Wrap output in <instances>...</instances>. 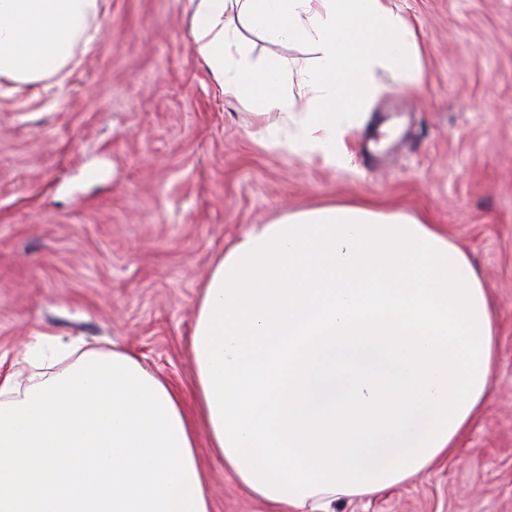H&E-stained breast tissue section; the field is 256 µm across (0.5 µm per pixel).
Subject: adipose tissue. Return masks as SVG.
Returning <instances> with one entry per match:
<instances>
[{
	"label": "adipose tissue",
	"instance_id": "adipose-tissue-1",
	"mask_svg": "<svg viewBox=\"0 0 512 512\" xmlns=\"http://www.w3.org/2000/svg\"><path fill=\"white\" fill-rule=\"evenodd\" d=\"M102 0H0V78L58 73ZM225 97L329 166L371 101L422 91L393 0H191ZM299 46L259 55L246 32ZM0 380V512H214L200 446L268 512H333L456 454L483 409L498 322L468 256L425 219L329 203L257 224L196 305L190 391L132 353L46 337ZM46 347V348H47Z\"/></svg>",
	"mask_w": 512,
	"mask_h": 512
}]
</instances>
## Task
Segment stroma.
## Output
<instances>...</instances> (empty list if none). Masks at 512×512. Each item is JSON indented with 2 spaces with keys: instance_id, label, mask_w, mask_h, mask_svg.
I'll use <instances>...</instances> for the list:
<instances>
[{
  "instance_id": "stroma-1",
  "label": "stroma",
  "mask_w": 512,
  "mask_h": 512,
  "mask_svg": "<svg viewBox=\"0 0 512 512\" xmlns=\"http://www.w3.org/2000/svg\"><path fill=\"white\" fill-rule=\"evenodd\" d=\"M426 91L374 99L330 167L225 99L189 0H104L58 74L0 80V376L40 336L119 344L188 388L215 257L256 224L362 198L427 215L473 261L499 323L488 401L456 455L334 512H512V0H395ZM215 512H265L209 460Z\"/></svg>"
}]
</instances>
